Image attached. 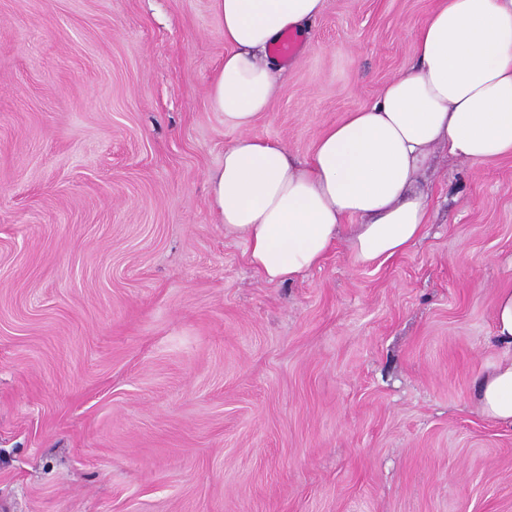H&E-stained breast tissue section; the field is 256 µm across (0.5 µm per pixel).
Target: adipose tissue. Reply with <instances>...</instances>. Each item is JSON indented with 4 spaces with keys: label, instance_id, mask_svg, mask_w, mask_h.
<instances>
[{
    "label": "adipose tissue",
    "instance_id": "adipose-tissue-1",
    "mask_svg": "<svg viewBox=\"0 0 512 512\" xmlns=\"http://www.w3.org/2000/svg\"><path fill=\"white\" fill-rule=\"evenodd\" d=\"M213 8L228 50L209 103L239 135L209 174V202L266 281L290 283L319 267L345 226L359 264L405 252L428 222L411 186L437 146L471 163L512 156V0H440L416 31V66L330 125L304 162L251 129L280 88L270 48L284 32L304 34L324 0ZM493 339L502 353L478 379L477 403L512 424V288L497 292Z\"/></svg>",
    "mask_w": 512,
    "mask_h": 512
}]
</instances>
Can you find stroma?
<instances>
[{"mask_svg": "<svg viewBox=\"0 0 512 512\" xmlns=\"http://www.w3.org/2000/svg\"><path fill=\"white\" fill-rule=\"evenodd\" d=\"M436 2L325 0L253 134L308 159ZM224 51L213 0H0V512H512V156L438 148L409 250L265 282L209 206ZM493 340L501 356L476 384L478 407L486 417L512 424V288L498 290L493 307Z\"/></svg>", "mask_w": 512, "mask_h": 512, "instance_id": "35a3bbf8", "label": "stroma"}]
</instances>
